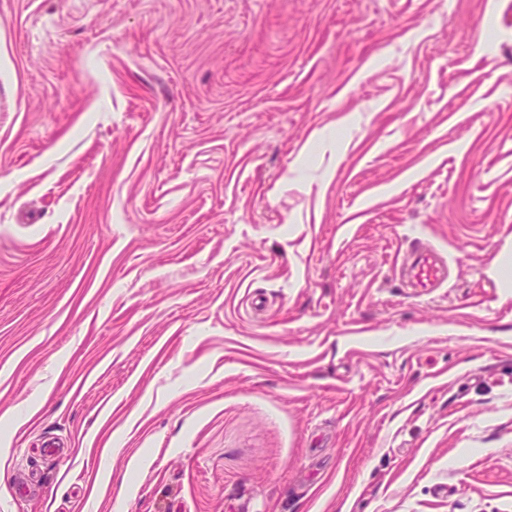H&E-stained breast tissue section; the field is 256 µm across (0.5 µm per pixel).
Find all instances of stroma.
Masks as SVG:
<instances>
[{
	"mask_svg": "<svg viewBox=\"0 0 512 512\" xmlns=\"http://www.w3.org/2000/svg\"><path fill=\"white\" fill-rule=\"evenodd\" d=\"M502 257L512 0H0V512H512ZM408 272V283L420 294H427L447 280L448 264L446 259L433 247L423 246L417 249Z\"/></svg>",
	"mask_w": 512,
	"mask_h": 512,
	"instance_id": "1",
	"label": "stroma"
}]
</instances>
